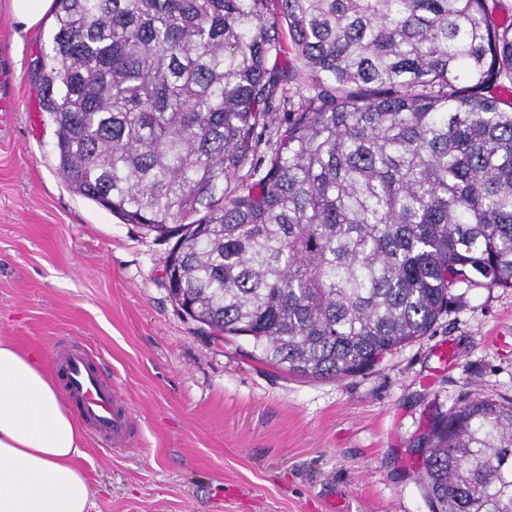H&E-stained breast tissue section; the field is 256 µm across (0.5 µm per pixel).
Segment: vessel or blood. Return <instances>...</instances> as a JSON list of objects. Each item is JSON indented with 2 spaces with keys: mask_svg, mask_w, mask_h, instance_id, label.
<instances>
[{
  "mask_svg": "<svg viewBox=\"0 0 512 512\" xmlns=\"http://www.w3.org/2000/svg\"><path fill=\"white\" fill-rule=\"evenodd\" d=\"M8 74L0 73V128L12 121L18 103L12 95ZM63 383V395L90 427L103 447L121 453L136 439L135 419L104 374L96 356L83 346L60 343L53 363Z\"/></svg>",
  "mask_w": 512,
  "mask_h": 512,
  "instance_id": "1",
  "label": "vessel or blood"
}]
</instances>
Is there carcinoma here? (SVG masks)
<instances>
[{
	"instance_id": "obj_1",
	"label": "carcinoma",
	"mask_w": 512,
	"mask_h": 512,
	"mask_svg": "<svg viewBox=\"0 0 512 512\" xmlns=\"http://www.w3.org/2000/svg\"><path fill=\"white\" fill-rule=\"evenodd\" d=\"M54 3L36 79L57 170L175 240L169 292L204 331L339 379L424 336L452 289L512 288V24L488 0ZM291 51L316 77L296 108ZM420 468L434 512H512V399L436 414Z\"/></svg>"
}]
</instances>
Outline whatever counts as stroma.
I'll list each match as a JSON object with an SVG mask.
<instances>
[{"label": "stroma", "mask_w": 512, "mask_h": 512, "mask_svg": "<svg viewBox=\"0 0 512 512\" xmlns=\"http://www.w3.org/2000/svg\"><path fill=\"white\" fill-rule=\"evenodd\" d=\"M51 18L17 27L0 0V65L19 102L0 130V339L97 355L140 425L117 454L87 435L92 512H432L417 475L435 411L477 393L512 397V289H455L426 336L344 379L302 377L216 341L171 301V242L74 193L54 126L37 109ZM451 346V365L438 350Z\"/></svg>", "instance_id": "35a3bbf8"}]
</instances>
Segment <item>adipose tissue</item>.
Wrapping results in <instances>:
<instances>
[{"mask_svg": "<svg viewBox=\"0 0 512 512\" xmlns=\"http://www.w3.org/2000/svg\"><path fill=\"white\" fill-rule=\"evenodd\" d=\"M42 359L0 339V512H90L84 432Z\"/></svg>", "mask_w": 512, "mask_h": 512, "instance_id": "ef3b65f1", "label": "adipose tissue"}]
</instances>
